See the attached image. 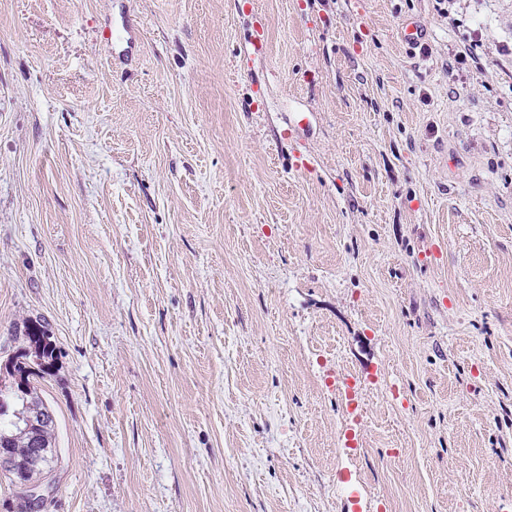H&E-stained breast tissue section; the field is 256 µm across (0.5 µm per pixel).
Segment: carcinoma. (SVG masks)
Wrapping results in <instances>:
<instances>
[{"mask_svg": "<svg viewBox=\"0 0 512 512\" xmlns=\"http://www.w3.org/2000/svg\"><path fill=\"white\" fill-rule=\"evenodd\" d=\"M24 336L34 350L20 355L19 359L12 362L11 375L28 384L30 377L49 371L55 359V347L46 328L41 324L26 326ZM14 400L21 408L12 410L13 421L0 425V448L8 449L11 456L18 461L27 462L32 459L36 449L33 448L29 433L25 432V425L26 419L37 412L44 418L43 445L47 447L46 453H51L53 419L43 401L30 389L24 396L14 397Z\"/></svg>", "mask_w": 512, "mask_h": 512, "instance_id": "cac0c4a2", "label": "carcinoma"}]
</instances>
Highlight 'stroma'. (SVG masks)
<instances>
[{
	"label": "stroma",
	"instance_id": "1",
	"mask_svg": "<svg viewBox=\"0 0 512 512\" xmlns=\"http://www.w3.org/2000/svg\"><path fill=\"white\" fill-rule=\"evenodd\" d=\"M29 321L40 512H512V0H0Z\"/></svg>",
	"mask_w": 512,
	"mask_h": 512
}]
</instances>
